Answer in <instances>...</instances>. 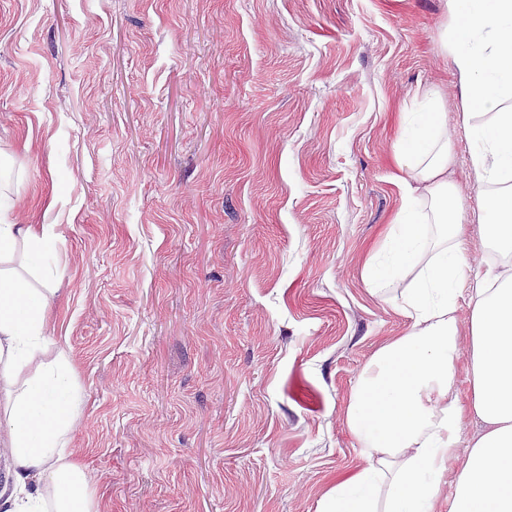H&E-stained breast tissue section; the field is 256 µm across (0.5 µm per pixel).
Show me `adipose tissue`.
I'll return each mask as SVG.
<instances>
[{
    "label": "adipose tissue",
    "mask_w": 512,
    "mask_h": 512,
    "mask_svg": "<svg viewBox=\"0 0 512 512\" xmlns=\"http://www.w3.org/2000/svg\"><path fill=\"white\" fill-rule=\"evenodd\" d=\"M452 68L475 144L471 168L485 187L477 220L512 257V0H447ZM397 164L402 201L364 271L370 293L397 282L409 321L361 374L344 421L364 463L337 478L319 512H436L448 467L463 457L450 512H512V268L477 275L461 246L448 179L444 114L433 93L401 115ZM0 192V512H101L92 475L74 458L81 396L68 352L46 329L57 238L45 224L12 219ZM468 295V403L457 397V299ZM484 428L464 437V413Z\"/></svg>",
    "instance_id": "ef3b65f1"
}]
</instances>
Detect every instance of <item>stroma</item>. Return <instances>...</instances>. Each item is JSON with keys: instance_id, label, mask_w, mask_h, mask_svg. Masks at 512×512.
Segmentation results:
<instances>
[{"instance_id": "1", "label": "stroma", "mask_w": 512, "mask_h": 512, "mask_svg": "<svg viewBox=\"0 0 512 512\" xmlns=\"http://www.w3.org/2000/svg\"><path fill=\"white\" fill-rule=\"evenodd\" d=\"M445 0H0V152L59 237L48 334L105 512H318L408 321L364 265L401 204L399 115L443 102L462 240L504 266Z\"/></svg>"}]
</instances>
